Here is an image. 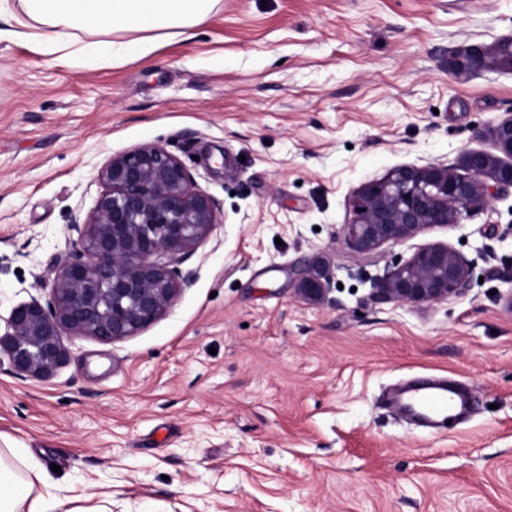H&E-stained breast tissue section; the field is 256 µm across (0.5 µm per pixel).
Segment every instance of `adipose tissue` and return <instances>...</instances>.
Wrapping results in <instances>:
<instances>
[{
  "label": "adipose tissue",
  "mask_w": 512,
  "mask_h": 512,
  "mask_svg": "<svg viewBox=\"0 0 512 512\" xmlns=\"http://www.w3.org/2000/svg\"><path fill=\"white\" fill-rule=\"evenodd\" d=\"M217 0H0V15L17 27L0 40H22L68 63L84 56L112 59L150 54L157 36L174 39L206 22ZM83 30L89 41L75 37ZM53 482L40 468L21 472L0 451V512H46Z\"/></svg>",
  "instance_id": "1"
}]
</instances>
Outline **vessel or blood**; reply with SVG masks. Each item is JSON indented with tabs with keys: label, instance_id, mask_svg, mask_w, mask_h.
<instances>
[{
	"label": "vessel or blood",
	"instance_id": "obj_1",
	"mask_svg": "<svg viewBox=\"0 0 512 512\" xmlns=\"http://www.w3.org/2000/svg\"><path fill=\"white\" fill-rule=\"evenodd\" d=\"M402 393L404 398L398 403L399 409L431 427H443L447 422L458 420L476 403L472 392L435 380L412 382L403 388Z\"/></svg>",
	"mask_w": 512,
	"mask_h": 512
}]
</instances>
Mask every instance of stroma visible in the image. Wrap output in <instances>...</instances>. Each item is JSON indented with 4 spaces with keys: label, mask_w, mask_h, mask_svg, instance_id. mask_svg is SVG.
Listing matches in <instances>:
<instances>
[{
    "label": "stroma",
    "mask_w": 512,
    "mask_h": 512,
    "mask_svg": "<svg viewBox=\"0 0 512 512\" xmlns=\"http://www.w3.org/2000/svg\"><path fill=\"white\" fill-rule=\"evenodd\" d=\"M511 38L512 0H218L143 58L0 41L1 330L111 155L162 144L220 205L158 320L69 342L47 380L0 364V448L58 465L48 512H512V194L372 254L341 241L364 183L493 151L512 74L452 64ZM434 243L474 259L465 297L371 299ZM320 255L335 286L312 302L297 283ZM414 376L467 383L475 414L407 423L383 396Z\"/></svg>",
    "instance_id": "1"
}]
</instances>
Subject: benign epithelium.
I'll return each instance as SVG.
<instances>
[{
	"instance_id": "7a95c632",
	"label": "benign epithelium",
	"mask_w": 512,
	"mask_h": 512,
	"mask_svg": "<svg viewBox=\"0 0 512 512\" xmlns=\"http://www.w3.org/2000/svg\"><path fill=\"white\" fill-rule=\"evenodd\" d=\"M456 68L512 73V48H471ZM491 135L495 155L468 150L459 169L440 163L401 166L359 188L345 245L371 254L486 209L501 191L512 189V115L493 126ZM97 181L102 191L93 211L70 224L77 234L72 250L45 279L47 296L14 308L0 334V354L19 376L48 379L70 360L67 341L90 336L111 343L164 315L191 278L178 264L217 224L215 199L160 143L109 157ZM331 278L327 263L318 261L300 279L299 292L324 300ZM472 279V260L447 244H429L385 264L372 283V297L432 305L465 296Z\"/></svg>"
}]
</instances>
